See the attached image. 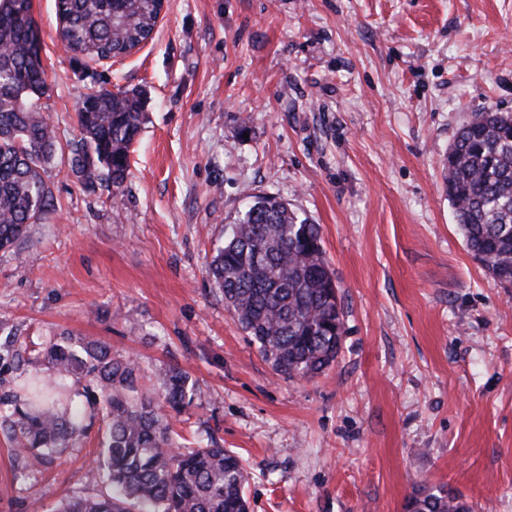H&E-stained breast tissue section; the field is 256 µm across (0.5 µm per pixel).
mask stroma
<instances>
[{"label": "stroma", "mask_w": 512, "mask_h": 512, "mask_svg": "<svg viewBox=\"0 0 512 512\" xmlns=\"http://www.w3.org/2000/svg\"><path fill=\"white\" fill-rule=\"evenodd\" d=\"M32 17L60 144L93 80L148 119L118 196L55 159L54 210L0 251V329L96 338L149 384L187 370L173 426L243 461L250 512H404L439 487L512 512V288L469 253L444 168L474 113H512V0H169L111 63L65 52L55 0ZM264 194L319 224L344 310L310 380L272 371L205 273ZM100 437L33 468L0 430V512L105 492Z\"/></svg>", "instance_id": "1"}]
</instances>
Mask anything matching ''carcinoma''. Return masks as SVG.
<instances>
[{"mask_svg": "<svg viewBox=\"0 0 512 512\" xmlns=\"http://www.w3.org/2000/svg\"><path fill=\"white\" fill-rule=\"evenodd\" d=\"M32 0H0V250L55 206L47 167L61 146L37 105L46 90ZM62 38L76 56L122 58L152 34L158 0H56ZM77 106L81 138L69 144L72 172L87 189L118 195L130 148L144 124L134 90L89 84ZM448 199L469 252L505 288H512V113L485 110L464 126L446 158ZM242 330L273 372L308 380L341 350L344 312L325 259L320 226L275 196L259 195L229 225L207 268ZM23 362L6 337L0 368ZM43 370L19 385L0 379L4 430L20 449L55 448L85 435L83 410L71 385H84L104 435L94 460L109 492L62 501L57 512H249L248 471L238 456L212 442L187 448L170 422L191 402L194 383L172 367L159 388L146 386L129 357L115 358L97 340L62 332L41 352ZM405 512H471L444 489L411 496Z\"/></svg>", "mask_w": 512, "mask_h": 512, "instance_id": "1", "label": "carcinoma"}]
</instances>
